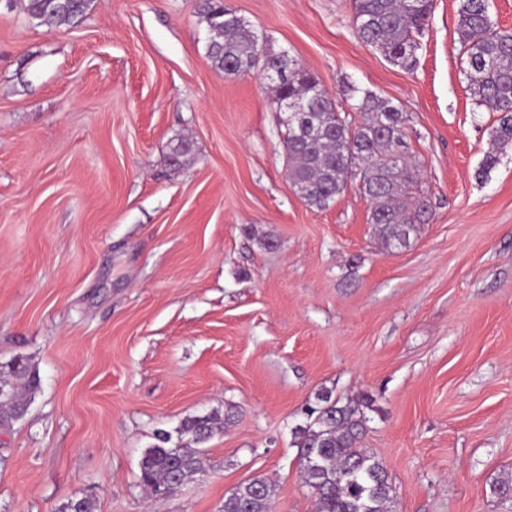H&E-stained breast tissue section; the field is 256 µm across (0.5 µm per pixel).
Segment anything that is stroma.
<instances>
[{
	"mask_svg": "<svg viewBox=\"0 0 512 512\" xmlns=\"http://www.w3.org/2000/svg\"><path fill=\"white\" fill-rule=\"evenodd\" d=\"M202 2L95 0L50 29L0 0V364L40 377L0 424V512H222L256 477L272 512H316L293 430L324 390L370 399L397 512H512V147L481 172L496 115L460 0H434L409 70L359 41L352 0H224L344 109L359 87L406 114L432 218L393 252L358 182L296 194L271 87L211 68ZM211 411L203 475L152 501L155 433Z\"/></svg>",
	"mask_w": 512,
	"mask_h": 512,
	"instance_id": "stroma-1",
	"label": "stroma"
}]
</instances>
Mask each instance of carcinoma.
<instances>
[{
	"instance_id": "obj_1",
	"label": "carcinoma",
	"mask_w": 512,
	"mask_h": 512,
	"mask_svg": "<svg viewBox=\"0 0 512 512\" xmlns=\"http://www.w3.org/2000/svg\"><path fill=\"white\" fill-rule=\"evenodd\" d=\"M353 25L366 47L380 52L392 64L411 69L420 48L419 38L429 26L433 0H353ZM94 0H21L29 19L49 29L78 25ZM202 16L210 32L206 58L226 76L256 69V63L278 66L281 55L258 59L266 38L249 28L236 13H224L217 0H204ZM457 32L466 64L469 90L479 106L498 113L492 129L497 146L512 145V31L492 21L488 0H462ZM316 77L297 59L288 57V81L274 84L275 99H308ZM353 113L326 97L310 107L311 133L296 137L284 123L283 142L289 178L303 189L302 199L324 208L357 178L371 204V223L388 249L409 245L421 224L429 223L430 207L418 193L417 170L411 165L405 140V113L370 91ZM40 388V379L28 360L16 357L0 370V421L20 417L27 397ZM305 411L306 419L294 430L300 448L305 483L313 490L317 512H395L392 482L382 462L359 448L367 416L361 402L341 401L329 391ZM222 430V418L203 414L183 422L179 434L188 446H172L171 434L161 430L156 443L140 460V484L155 500L193 481L203 472L196 446ZM274 485L254 478L239 485L224 499L223 512H270Z\"/></svg>"
}]
</instances>
